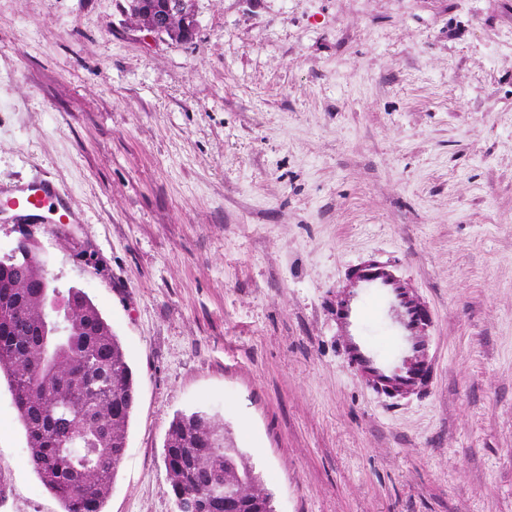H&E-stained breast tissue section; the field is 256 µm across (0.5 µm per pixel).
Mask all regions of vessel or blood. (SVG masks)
Masks as SVG:
<instances>
[{
  "label": "vessel or blood",
  "instance_id": "b4317fda",
  "mask_svg": "<svg viewBox=\"0 0 512 512\" xmlns=\"http://www.w3.org/2000/svg\"><path fill=\"white\" fill-rule=\"evenodd\" d=\"M37 213L46 224H68L75 215L56 187L35 179L0 193V213ZM336 338L358 378L369 388L399 396L431 381L435 355L429 314L384 260L358 264L336 293Z\"/></svg>",
  "mask_w": 512,
  "mask_h": 512
}]
</instances>
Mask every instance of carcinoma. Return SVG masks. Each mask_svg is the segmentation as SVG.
<instances>
[{
  "label": "carcinoma",
  "instance_id": "1",
  "mask_svg": "<svg viewBox=\"0 0 512 512\" xmlns=\"http://www.w3.org/2000/svg\"><path fill=\"white\" fill-rule=\"evenodd\" d=\"M0 377L24 432L28 465L61 512H103L124 457L137 388L125 350L85 291L61 290L31 234L0 256ZM163 457L176 503L224 512L223 488L274 512L248 457L203 410L179 412Z\"/></svg>",
  "mask_w": 512,
  "mask_h": 512
}]
</instances>
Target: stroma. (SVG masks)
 I'll list each match as a JSON object with an SVG mask.
<instances>
[{
  "label": "stroma",
  "mask_w": 512,
  "mask_h": 512,
  "mask_svg": "<svg viewBox=\"0 0 512 512\" xmlns=\"http://www.w3.org/2000/svg\"><path fill=\"white\" fill-rule=\"evenodd\" d=\"M0 0V189L49 178L46 271L138 401L104 512H177L176 413L231 431L275 512H512V0ZM376 257L431 311L420 395L368 389L330 309ZM0 512H61L0 386ZM144 2L146 7L153 10L160 9L165 3L164 0H147ZM140 7L138 5L139 11L147 13V25L142 28L153 34L163 35L168 30V26L174 17L181 20L182 33L186 38H190L196 26L192 0H169L161 11L146 10Z\"/></svg>",
  "instance_id": "35a3bbf8"
}]
</instances>
